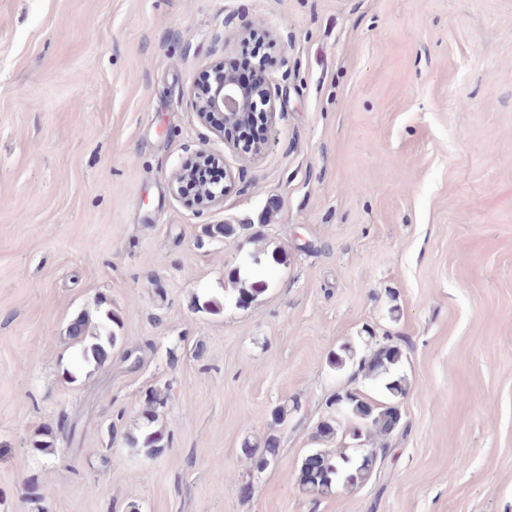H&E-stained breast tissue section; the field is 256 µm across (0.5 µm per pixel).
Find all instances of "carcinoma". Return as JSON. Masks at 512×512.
I'll use <instances>...</instances> for the list:
<instances>
[{
  "mask_svg": "<svg viewBox=\"0 0 512 512\" xmlns=\"http://www.w3.org/2000/svg\"><path fill=\"white\" fill-rule=\"evenodd\" d=\"M116 323V318L108 313L106 319L96 323L87 314L78 316L69 328L70 338L82 347L83 356L92 357L100 363L109 354V349L116 346L118 336L111 329ZM401 359L400 348L393 344L380 345L367 358L360 360L359 371L370 379L382 381L388 395L394 399L403 396L406 392L405 378L393 377ZM167 403V397L154 392L149 395V408L146 411V420L154 423L158 420L159 409ZM341 407L343 413L363 421V424L352 427L349 431L351 439L357 442L371 437H384L391 434L399 424L398 407L377 406L357 392L349 393L343 400ZM165 436L159 431L146 434L143 439L133 437L130 443L133 447L142 451L146 456L152 457L159 454L164 444ZM389 448L381 445L378 448H338L334 452L327 450L314 451V457H305L300 469L305 471L307 478L303 491L318 497H325L336 492L340 486L356 488L367 481L378 463L385 460ZM243 455L250 460L256 470H261L269 460L279 455V439L274 434H269L263 441V447L245 443L242 448Z\"/></svg>",
  "mask_w": 512,
  "mask_h": 512,
  "instance_id": "obj_1",
  "label": "carcinoma"
}]
</instances>
